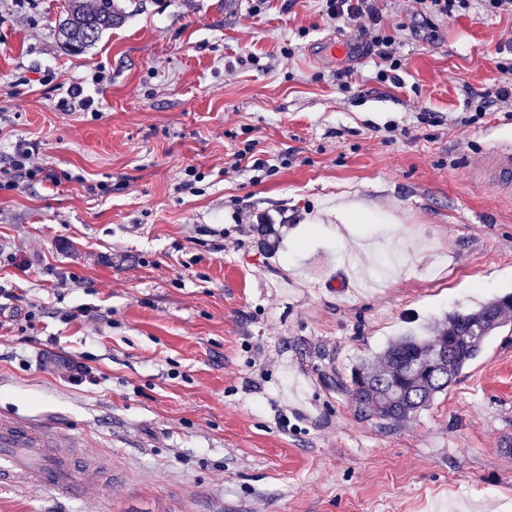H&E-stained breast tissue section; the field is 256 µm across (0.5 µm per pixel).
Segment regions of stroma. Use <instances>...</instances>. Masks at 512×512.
<instances>
[{"instance_id": "obj_1", "label": "stroma", "mask_w": 512, "mask_h": 512, "mask_svg": "<svg viewBox=\"0 0 512 512\" xmlns=\"http://www.w3.org/2000/svg\"><path fill=\"white\" fill-rule=\"evenodd\" d=\"M116 4L74 54L65 0H0V413L112 461L102 496L0 487V512H512V322L399 425L342 387L392 339L512 293V203L467 176L512 139V101L463 121L512 18L441 19L428 43L413 0H378L394 86L373 55L327 54L325 0ZM20 140L43 172L13 187ZM244 150L266 167H234ZM340 200L369 220L340 223ZM388 247L378 288L352 281L351 251L371 271Z\"/></svg>"}]
</instances>
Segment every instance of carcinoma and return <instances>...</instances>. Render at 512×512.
I'll return each mask as SVG.
<instances>
[{
    "instance_id": "cac0c4a2",
    "label": "carcinoma",
    "mask_w": 512,
    "mask_h": 512,
    "mask_svg": "<svg viewBox=\"0 0 512 512\" xmlns=\"http://www.w3.org/2000/svg\"><path fill=\"white\" fill-rule=\"evenodd\" d=\"M58 31L74 51L93 45L103 31L122 22L114 0H67ZM512 294L470 312H455L432 337L406 334L371 362L351 370L345 385L360 414L396 425L428 407L482 352L486 340L506 323Z\"/></svg>"
}]
</instances>
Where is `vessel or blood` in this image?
Segmentation results:
<instances>
[{
	"label": "vessel or blood",
	"mask_w": 512,
	"mask_h": 512,
	"mask_svg": "<svg viewBox=\"0 0 512 512\" xmlns=\"http://www.w3.org/2000/svg\"><path fill=\"white\" fill-rule=\"evenodd\" d=\"M472 178L512 192V140L490 141ZM110 469L104 457L88 453L76 438L38 422L0 414V486L45 490L84 501L89 480L106 488Z\"/></svg>",
	"instance_id": "1"
}]
</instances>
